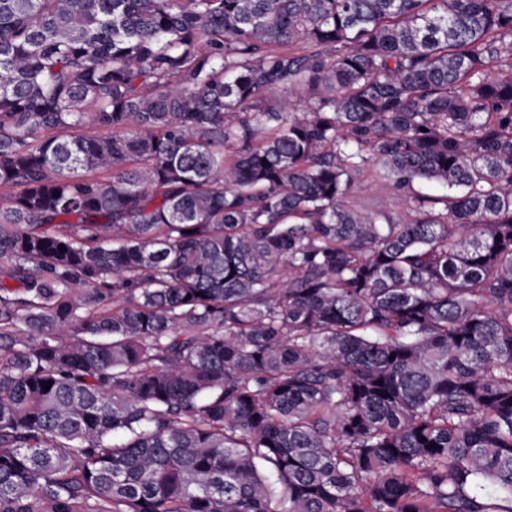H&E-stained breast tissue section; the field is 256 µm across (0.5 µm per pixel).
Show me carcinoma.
<instances>
[{
	"label": "carcinoma",
	"instance_id": "obj_1",
	"mask_svg": "<svg viewBox=\"0 0 512 512\" xmlns=\"http://www.w3.org/2000/svg\"><path fill=\"white\" fill-rule=\"evenodd\" d=\"M0 188V512H512V0H0ZM349 200L368 210L385 209L395 218L404 214L409 204L401 198H393L383 183L367 176L362 177L353 187Z\"/></svg>",
	"mask_w": 512,
	"mask_h": 512
}]
</instances>
